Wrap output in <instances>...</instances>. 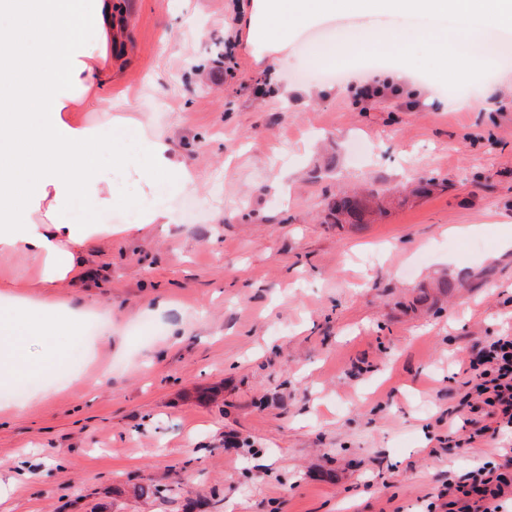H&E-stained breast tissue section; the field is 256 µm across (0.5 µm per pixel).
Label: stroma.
<instances>
[{
  "mask_svg": "<svg viewBox=\"0 0 512 512\" xmlns=\"http://www.w3.org/2000/svg\"><path fill=\"white\" fill-rule=\"evenodd\" d=\"M122 2L103 109L173 131L198 185L59 289L87 314L61 342L77 367L36 372L20 401L0 385V512H444L492 451L446 444L458 361L512 336V68L438 79L412 51L391 62L427 95L361 98L381 60L305 74L353 18L305 29L280 67L240 40L233 0ZM414 175L443 187L409 195ZM357 186L387 214L334 223ZM464 224L486 230L446 235Z\"/></svg>",
  "mask_w": 512,
  "mask_h": 512,
  "instance_id": "stroma-1",
  "label": "stroma"
}]
</instances>
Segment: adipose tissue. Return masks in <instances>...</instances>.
I'll return each instance as SVG.
<instances>
[{
    "label": "adipose tissue",
    "instance_id": "obj_1",
    "mask_svg": "<svg viewBox=\"0 0 512 512\" xmlns=\"http://www.w3.org/2000/svg\"><path fill=\"white\" fill-rule=\"evenodd\" d=\"M239 11L246 43L280 64L302 28L339 14L358 27L317 46L313 65L415 44L434 68L461 57L487 70L485 33L512 31V0H247ZM119 12L118 0H0V258L27 260V283L42 292L17 301L0 280V383L39 370L33 340L74 335L81 316L53 292L86 279L85 249L111 237L122 187L137 189L125 202L139 217L123 227L136 233L172 223L174 198L197 184L173 134L126 113L88 118L112 95Z\"/></svg>",
    "mask_w": 512,
    "mask_h": 512
}]
</instances>
